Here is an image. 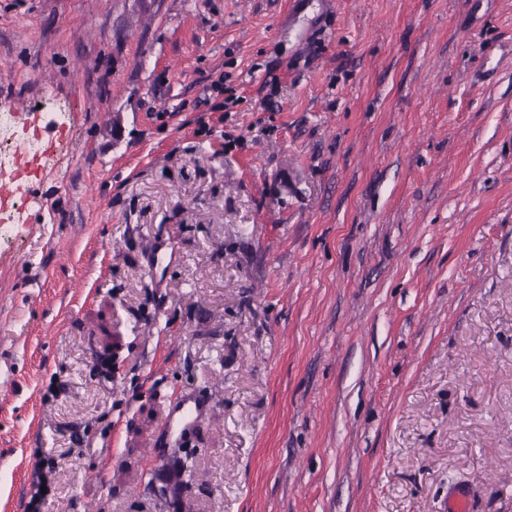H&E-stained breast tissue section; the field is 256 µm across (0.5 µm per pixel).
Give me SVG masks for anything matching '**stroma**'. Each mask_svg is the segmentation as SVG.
Instances as JSON below:
<instances>
[{"mask_svg": "<svg viewBox=\"0 0 512 512\" xmlns=\"http://www.w3.org/2000/svg\"><path fill=\"white\" fill-rule=\"evenodd\" d=\"M47 100L0 512H512V0H0ZM206 403L188 394H179L162 423V433L166 441L180 444L184 436L203 420Z\"/></svg>", "mask_w": 512, "mask_h": 512, "instance_id": "stroma-1", "label": "stroma"}]
</instances>
